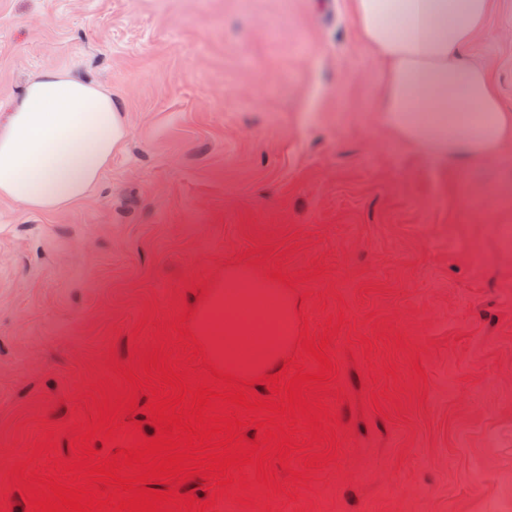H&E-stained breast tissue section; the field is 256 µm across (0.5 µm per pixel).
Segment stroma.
I'll list each match as a JSON object with an SVG mask.
<instances>
[{
    "mask_svg": "<svg viewBox=\"0 0 512 512\" xmlns=\"http://www.w3.org/2000/svg\"><path fill=\"white\" fill-rule=\"evenodd\" d=\"M512 110V0L466 50ZM66 69L107 88L125 148L80 204L0 200V512H27L15 463L72 458L157 328L224 270L281 272L302 331L328 349L338 417L328 466L291 453L270 493L179 494L207 512H507L512 507V142L458 167L397 140L350 0H0V105ZM48 457V458H49ZM307 472L299 483L288 471Z\"/></svg>",
    "mask_w": 512,
    "mask_h": 512,
    "instance_id": "35a3bbf8",
    "label": "stroma"
}]
</instances>
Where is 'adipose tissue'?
I'll return each instance as SVG.
<instances>
[{
	"mask_svg": "<svg viewBox=\"0 0 512 512\" xmlns=\"http://www.w3.org/2000/svg\"><path fill=\"white\" fill-rule=\"evenodd\" d=\"M488 10V0H351L361 41L383 71V123L398 140L456 164L495 157L512 141V111L486 71L461 58ZM127 136L109 90L67 70L40 72L0 122V199L42 214L71 208ZM241 274L227 270L195 301L193 329L231 370L241 365V337L258 334L251 363L270 372L292 316L288 293L271 283L276 300L263 306L228 294Z\"/></svg>",
	"mask_w": 512,
	"mask_h": 512,
	"instance_id": "ef3b65f1",
	"label": "adipose tissue"
}]
</instances>
